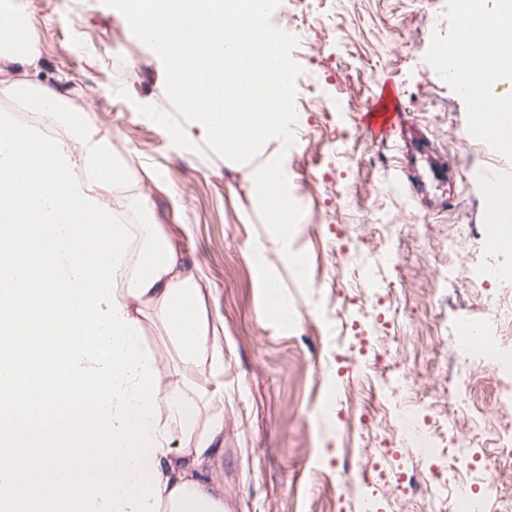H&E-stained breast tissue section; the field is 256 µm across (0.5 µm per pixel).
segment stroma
<instances>
[{
  "instance_id": "obj_1",
  "label": "stroma",
  "mask_w": 512,
  "mask_h": 512,
  "mask_svg": "<svg viewBox=\"0 0 512 512\" xmlns=\"http://www.w3.org/2000/svg\"><path fill=\"white\" fill-rule=\"evenodd\" d=\"M35 18L42 63L31 85L65 82L69 104L90 114L99 135L132 162L135 191L148 195L180 253L200 276L210 334L221 365L180 361L160 325L144 318L142 338L168 366L160 392L207 380L213 413L223 415L209 478L224 487L231 512H359L366 462L418 471L430 464L402 454L386 425L361 426V414L384 415L373 364L382 358L407 376L403 400H423L427 425L448 415L442 358L457 323L494 326L478 272L489 261L512 265L484 233V197L466 178L474 162L496 170L506 153L465 137L468 100L456 97L434 66L436 45L458 23L454 0H308L303 21L281 0L285 32L319 46L297 56L314 85L312 112L289 157L302 195L294 252L307 254L309 289L275 255L266 263L286 290L294 327L278 330L263 313L254 247L268 229L254 208L248 168L205 148L194 123V153L174 147L137 105L170 109L163 64L122 14L101 0H21ZM441 17L439 28L431 15ZM397 90L402 108L437 154L456 147L451 179L429 176L426 196L395 183L399 146L372 141L360 124L377 86ZM125 88L128 99L117 96ZM463 230L457 255L448 235Z\"/></svg>"
}]
</instances>
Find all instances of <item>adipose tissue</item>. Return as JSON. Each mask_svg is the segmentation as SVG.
Returning <instances> with one entry per match:
<instances>
[{"label": "adipose tissue", "mask_w": 512, "mask_h": 512, "mask_svg": "<svg viewBox=\"0 0 512 512\" xmlns=\"http://www.w3.org/2000/svg\"><path fill=\"white\" fill-rule=\"evenodd\" d=\"M32 27L29 14L0 12V92L20 98L27 111L46 115L51 123L65 128L64 152L76 165L82 190L107 203L126 181L131 163L113 154L111 141L98 136L83 114L67 111L65 85L34 88L17 79V71L40 66L41 54L30 35ZM127 208L139 218L131 227L139 240L134 266L117 273L118 301L131 318L138 320L144 312H151L182 361L206 359L216 342L209 337L195 271L181 259L158 223L148 195H131ZM157 401L161 419L142 469L161 491V512H228L223 487L204 475L213 453L211 444L224 430L223 417L210 412L213 398L206 381L174 387ZM178 439L186 446L177 451L173 443Z\"/></svg>", "instance_id": "adipose-tissue-1"}]
</instances>
